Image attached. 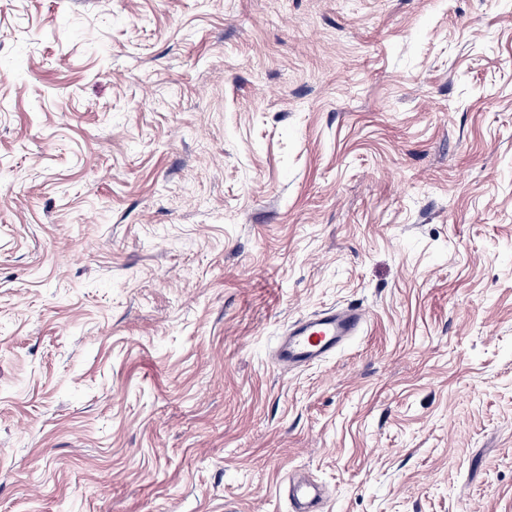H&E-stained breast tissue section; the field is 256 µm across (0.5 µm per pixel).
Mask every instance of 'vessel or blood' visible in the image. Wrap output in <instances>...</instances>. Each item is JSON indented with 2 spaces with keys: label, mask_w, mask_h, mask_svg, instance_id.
Instances as JSON below:
<instances>
[{
  "label": "vessel or blood",
  "mask_w": 512,
  "mask_h": 512,
  "mask_svg": "<svg viewBox=\"0 0 512 512\" xmlns=\"http://www.w3.org/2000/svg\"><path fill=\"white\" fill-rule=\"evenodd\" d=\"M366 318L365 310L351 307L326 310L296 322L277 344L276 366L288 370L325 360L359 335ZM288 496L294 512H319L321 494L311 483L304 480L289 482Z\"/></svg>",
  "instance_id": "obj_1"
}]
</instances>
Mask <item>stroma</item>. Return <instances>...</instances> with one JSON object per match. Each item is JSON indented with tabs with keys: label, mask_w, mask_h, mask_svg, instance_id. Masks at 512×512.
<instances>
[{
	"label": "stroma",
	"mask_w": 512,
	"mask_h": 512,
	"mask_svg": "<svg viewBox=\"0 0 512 512\" xmlns=\"http://www.w3.org/2000/svg\"><path fill=\"white\" fill-rule=\"evenodd\" d=\"M296 474L512 512V0H0V512ZM364 309L343 308L322 311L304 318L281 336L274 363L280 369H293L323 361L354 336L366 323Z\"/></svg>",
	"instance_id": "stroma-1"
}]
</instances>
